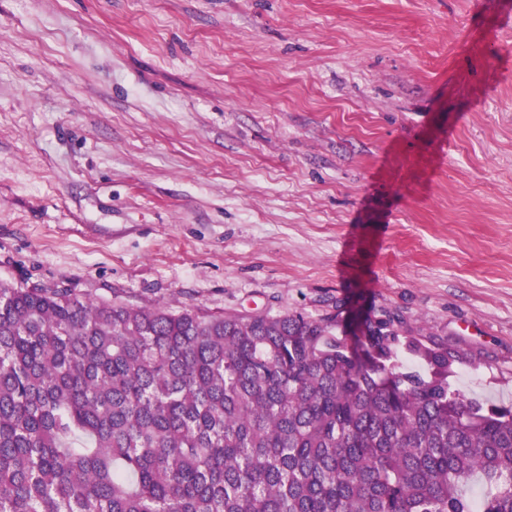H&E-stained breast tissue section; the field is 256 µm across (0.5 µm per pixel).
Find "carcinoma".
Returning <instances> with one entry per match:
<instances>
[{
	"label": "carcinoma",
	"mask_w": 512,
	"mask_h": 512,
	"mask_svg": "<svg viewBox=\"0 0 512 512\" xmlns=\"http://www.w3.org/2000/svg\"><path fill=\"white\" fill-rule=\"evenodd\" d=\"M338 317L0 279V512H512V405L398 315Z\"/></svg>",
	"instance_id": "cac0c4a2"
}]
</instances>
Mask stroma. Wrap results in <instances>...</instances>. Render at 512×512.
Instances as JSON below:
<instances>
[{
    "label": "stroma",
    "instance_id": "obj_1",
    "mask_svg": "<svg viewBox=\"0 0 512 512\" xmlns=\"http://www.w3.org/2000/svg\"><path fill=\"white\" fill-rule=\"evenodd\" d=\"M0 278L386 309L512 403V0H0Z\"/></svg>",
    "mask_w": 512,
    "mask_h": 512
}]
</instances>
